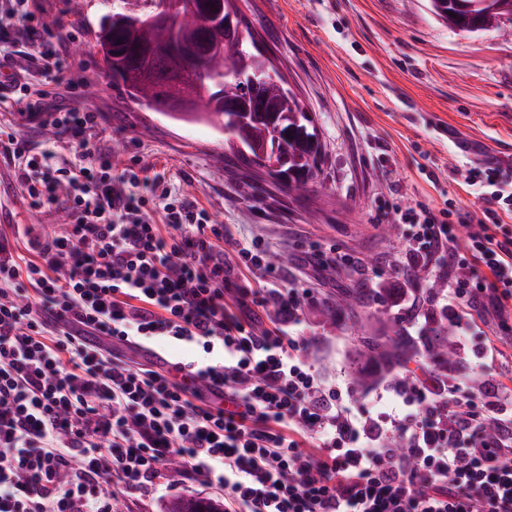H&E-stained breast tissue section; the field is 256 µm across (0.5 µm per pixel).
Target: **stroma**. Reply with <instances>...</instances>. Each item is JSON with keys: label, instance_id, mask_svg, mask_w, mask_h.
I'll list each match as a JSON object with an SVG mask.
<instances>
[{"label": "stroma", "instance_id": "35a3bbf8", "mask_svg": "<svg viewBox=\"0 0 512 512\" xmlns=\"http://www.w3.org/2000/svg\"><path fill=\"white\" fill-rule=\"evenodd\" d=\"M44 41L58 26L74 35L72 61L83 67L82 105L98 114L86 141L46 136L40 122L20 113L10 82L0 73V129L52 152L54 163L79 167L92 154L110 153L134 167L140 179L161 180L206 209L244 241L260 239L283 256V272L309 289L295 335L310 342L308 360L327 380L356 387L364 361L363 338L388 342L401 360L425 353L428 339L409 337L383 290L393 264L406 262L405 228L380 218L378 208L416 204L465 209L477 205L462 173L500 156L512 159V24L462 33L430 11L428 0H237L257 44L277 73L312 112L325 158L308 193L298 196L266 181L256 199L238 186L249 170L204 123L176 121L130 101L112 84L93 44L112 0H37ZM13 162L0 155V225L54 236L65 223L62 206L31 208L16 181ZM352 255L355 265H328L329 248ZM368 289L352 316L329 319L338 297ZM473 317L503 355L487 365L469 350L457 373L462 389L495 379L512 388V324ZM159 490L121 495L117 512H167L174 498L220 497V490L165 468Z\"/></svg>", "mask_w": 512, "mask_h": 512}]
</instances>
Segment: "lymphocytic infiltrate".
<instances>
[{"label":"lymphocytic infiltrate","mask_w":512,"mask_h":512,"mask_svg":"<svg viewBox=\"0 0 512 512\" xmlns=\"http://www.w3.org/2000/svg\"><path fill=\"white\" fill-rule=\"evenodd\" d=\"M72 40L58 31L30 56L68 93ZM2 154L32 208L61 202L69 216L27 260L0 233V512H115L173 463L223 490L224 512H512V390L460 394L454 363L427 353L387 384L399 405L368 416L289 336L305 296L266 248L158 183L132 192L133 168L109 156L56 168L9 133ZM467 180L483 188L476 210L419 204L398 218L413 259L447 275L423 300L397 290V307L421 336L447 323L462 349L472 308L512 317V169L487 162ZM244 268L262 287L238 284ZM102 336L193 355L157 370Z\"/></svg>","instance_id":"obj_1"}]
</instances>
